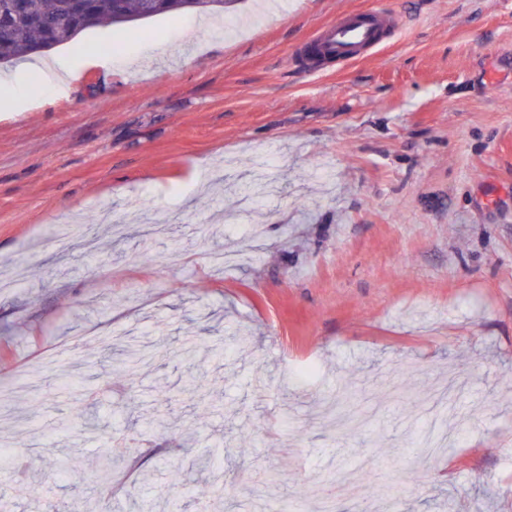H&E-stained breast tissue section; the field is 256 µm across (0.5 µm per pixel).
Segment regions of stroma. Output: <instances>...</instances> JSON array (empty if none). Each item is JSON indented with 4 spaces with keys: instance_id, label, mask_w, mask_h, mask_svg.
Here are the masks:
<instances>
[{
    "instance_id": "1",
    "label": "stroma",
    "mask_w": 512,
    "mask_h": 512,
    "mask_svg": "<svg viewBox=\"0 0 512 512\" xmlns=\"http://www.w3.org/2000/svg\"><path fill=\"white\" fill-rule=\"evenodd\" d=\"M370 7L386 47L291 66ZM223 18L86 30L57 54L110 73L0 111V512H512V0ZM128 336L158 354L134 376L103 355ZM114 440L148 481L58 478Z\"/></svg>"
}]
</instances>
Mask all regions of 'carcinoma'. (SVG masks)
Segmentation results:
<instances>
[{"mask_svg": "<svg viewBox=\"0 0 512 512\" xmlns=\"http://www.w3.org/2000/svg\"><path fill=\"white\" fill-rule=\"evenodd\" d=\"M71 0H0V17L19 19L0 24V64L30 51L47 52L75 38L78 28L68 15ZM101 26L136 24L185 8L222 11L228 0H83Z\"/></svg>", "mask_w": 512, "mask_h": 512, "instance_id": "cac0c4a2", "label": "carcinoma"}]
</instances>
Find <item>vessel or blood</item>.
Instances as JSON below:
<instances>
[{"label":"vessel or blood","instance_id":"1","mask_svg":"<svg viewBox=\"0 0 512 512\" xmlns=\"http://www.w3.org/2000/svg\"><path fill=\"white\" fill-rule=\"evenodd\" d=\"M396 15L377 9L346 12L336 21L319 26L304 46L296 49L293 60L312 75L321 74L330 62H353L378 48L394 35Z\"/></svg>","mask_w":512,"mask_h":512}]
</instances>
